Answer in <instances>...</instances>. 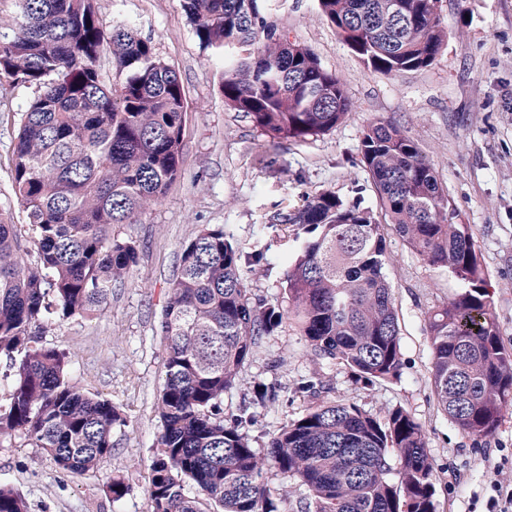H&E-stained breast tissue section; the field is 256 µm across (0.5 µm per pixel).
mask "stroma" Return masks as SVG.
<instances>
[{
  "instance_id": "stroma-1",
  "label": "stroma",
  "mask_w": 512,
  "mask_h": 512,
  "mask_svg": "<svg viewBox=\"0 0 512 512\" xmlns=\"http://www.w3.org/2000/svg\"><path fill=\"white\" fill-rule=\"evenodd\" d=\"M439 9L448 42L437 59L426 69L387 76L356 57L320 15L316 0H279L271 22L341 79L353 110L326 135L272 149L248 116L225 106L222 62L200 45L180 0H96L104 30L129 25L180 76L186 110L181 172L141 223L113 227L115 237L136 241L139 259L102 309L49 325L40 338L41 345L68 354L73 382L112 399L126 422L112 431L111 455L81 476L61 471L33 442H0V484L19 492L28 512H147L144 491L157 451L156 403L164 383L158 326L182 243L202 225H223L242 252L265 256L260 267L241 270L253 298L287 311L281 283L296 228L273 217L325 191L377 208L359 155L362 131L374 119L400 125L447 186L481 251L501 339L512 350V0H440ZM34 94L27 84L0 83V213L17 224L23 214L12 187V151ZM387 247L401 327L400 379L364 385L344 366L315 359L286 322L257 344L239 388L224 396V414L237 413L254 382L274 385L276 401L258 411L249 429L255 448H262L314 405V398L299 392V382L321 376L327 399L381 419L400 406L421 423L437 472L438 512H487L491 484H512V414L478 446L438 410L425 318L457 284L396 234L388 235ZM115 474L129 486L117 501L108 488Z\"/></svg>"
}]
</instances>
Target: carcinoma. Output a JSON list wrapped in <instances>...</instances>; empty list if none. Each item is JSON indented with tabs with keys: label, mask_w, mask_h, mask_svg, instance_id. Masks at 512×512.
Wrapping results in <instances>:
<instances>
[{
	"label": "carcinoma",
	"mask_w": 512,
	"mask_h": 512,
	"mask_svg": "<svg viewBox=\"0 0 512 512\" xmlns=\"http://www.w3.org/2000/svg\"><path fill=\"white\" fill-rule=\"evenodd\" d=\"M273 0H180L200 44L224 62V103L251 116L279 145L324 135L352 110L336 74L268 21ZM360 60L384 75L429 67L448 39L439 0H317ZM19 21L0 33V75L37 88L22 113L11 171L26 224L0 218V358L10 403L0 441L23 436L66 473L93 470L125 424L111 400L67 377V356L39 344L52 324L96 312L138 262L115 224H140L180 175L185 99L176 70L126 25L108 34L93 0H18ZM112 54L106 87L98 64ZM360 161L379 211L332 191L279 217L298 226L287 258L289 309L314 356L366 385L401 375V328L385 269V230L448 272L459 290L429 311L437 404L474 444L512 409V353L492 311L490 276L470 226L418 144L377 118ZM33 256L28 260L27 256ZM243 253L221 225L181 247L160 323L165 379L157 403L159 452L145 495L149 512H280L269 465L306 491V512H437L436 475L422 425L404 408L379 419L322 401L283 425L261 455L248 429L275 400L256 383L224 418L254 347L284 315L253 300ZM0 512H28L0 486Z\"/></svg>",
	"instance_id": "obj_1"
}]
</instances>
